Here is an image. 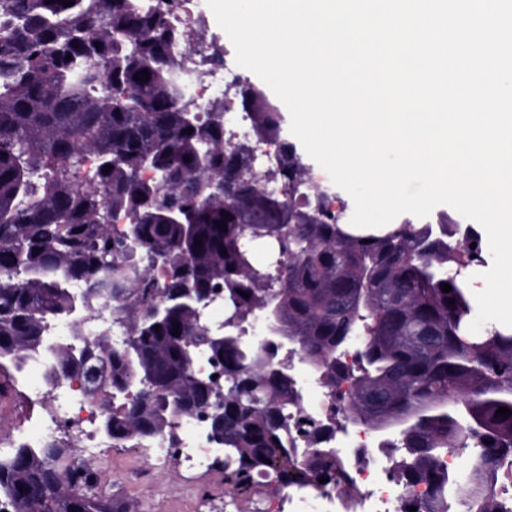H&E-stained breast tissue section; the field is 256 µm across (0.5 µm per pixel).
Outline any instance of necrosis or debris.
Returning <instances> with one entry per match:
<instances>
[{"label":"necrosis or debris","mask_w":512,"mask_h":512,"mask_svg":"<svg viewBox=\"0 0 512 512\" xmlns=\"http://www.w3.org/2000/svg\"><path fill=\"white\" fill-rule=\"evenodd\" d=\"M181 64L192 80L193 105L201 112L213 99L224 97L242 81L234 65L216 60L207 46L195 42L188 44L183 51ZM23 387L32 400L43 398L50 390L55 391L56 397L45 415L17 430L16 440L33 448L41 447L57 436L58 426L63 423L81 448L84 461H95L99 454L95 427L103 408L97 398L89 395L87 383L64 377L56 386H49L45 366L37 361L25 371ZM181 430L180 448L170 447L163 438L147 443L146 467L173 461L191 470L211 467L213 451L205 440L202 421L195 417L187 418ZM333 445L343 449V458L350 466L358 488L357 495L349 504H342L336 490L314 484L269 497L264 501L261 512H284L288 507L293 512H398L405 490L390 480L386 464L373 455L374 449L381 447V440L368 431L359 430L347 437H335Z\"/></svg>","instance_id":"1"}]
</instances>
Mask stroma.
Instances as JSON below:
<instances>
[{"instance_id": "obj_1", "label": "stroma", "mask_w": 512, "mask_h": 512, "mask_svg": "<svg viewBox=\"0 0 512 512\" xmlns=\"http://www.w3.org/2000/svg\"><path fill=\"white\" fill-rule=\"evenodd\" d=\"M6 385L0 394V434L5 436L39 412L24 398L22 381L10 379ZM137 454L129 445H111L89 468L97 492L110 496L119 512H253V503L266 494L259 485L231 499L224 493L220 469L194 474L172 463L148 472L139 467Z\"/></svg>"}]
</instances>
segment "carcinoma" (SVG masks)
<instances>
[{"label":"carcinoma","mask_w":512,"mask_h":512,"mask_svg":"<svg viewBox=\"0 0 512 512\" xmlns=\"http://www.w3.org/2000/svg\"><path fill=\"white\" fill-rule=\"evenodd\" d=\"M184 43L169 9L142 0H0V370L19 375L40 359L52 382L101 384L112 442L175 446L209 393L200 364L213 362L223 411L204 427L224 448L225 494L263 475L270 492L324 477L352 498L332 444L352 424L391 451L395 481L426 488L401 499V512H512L499 485L512 480V329L472 333L461 281L483 262L480 232L456 217L376 230L343 222L283 137L278 106L250 91L239 104L253 137L285 154L271 181L288 193L254 183L256 158L226 147L224 99L205 112L191 104ZM142 70L150 78L134 80ZM215 180L224 191L209 188ZM188 286L223 300L220 325L205 305L180 303ZM108 296L126 324L120 347L102 331L87 336ZM262 318L281 335L251 346L246 327ZM57 321L83 343L49 336ZM296 356L324 390L321 413L302 411ZM73 452L62 438L0 456L7 512H113L70 466ZM451 453L465 458L464 485L442 467ZM49 481L52 494L33 495Z\"/></svg>","instance_id":"cac0c4a2"}]
</instances>
